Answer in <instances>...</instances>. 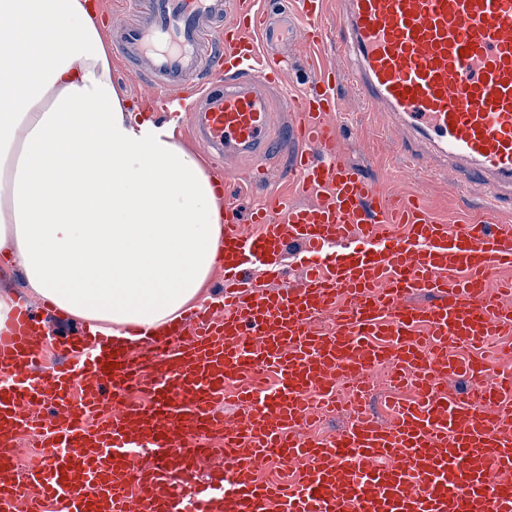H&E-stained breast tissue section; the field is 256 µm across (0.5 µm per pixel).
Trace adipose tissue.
Instances as JSON below:
<instances>
[{"instance_id":"adipose-tissue-1","label":"adipose tissue","mask_w":512,"mask_h":512,"mask_svg":"<svg viewBox=\"0 0 512 512\" xmlns=\"http://www.w3.org/2000/svg\"><path fill=\"white\" fill-rule=\"evenodd\" d=\"M216 180L112 83L92 0H0V255L63 316L116 339L207 300Z\"/></svg>"}]
</instances>
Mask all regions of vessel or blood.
<instances>
[{"instance_id": "vessel-or-blood-1", "label": "vessel or blood", "mask_w": 512, "mask_h": 512, "mask_svg": "<svg viewBox=\"0 0 512 512\" xmlns=\"http://www.w3.org/2000/svg\"><path fill=\"white\" fill-rule=\"evenodd\" d=\"M284 3L305 41L323 44V0ZM128 13L112 49L159 111L180 117L193 88L195 126L217 151L249 155L247 178L269 185L264 90L281 82L273 46L287 22L254 0H132ZM336 45L365 101L455 163L486 204L449 225L382 194L336 148L335 71L282 90L288 177L311 202L269 194L257 235L225 208L224 287L210 309L141 353L100 333L86 346L61 339L62 363L45 368L44 327L16 307L0 334V512L29 487L27 512H512V372L489 384L485 362L455 357L512 332L501 302L512 284L491 278L512 265V218L494 204L512 190V0H345ZM415 293L429 302L409 304ZM379 368L395 391L385 423L370 407ZM326 410L349 424L317 434ZM23 434L40 454L21 468ZM265 465L276 476L261 478Z\"/></svg>"}]
</instances>
